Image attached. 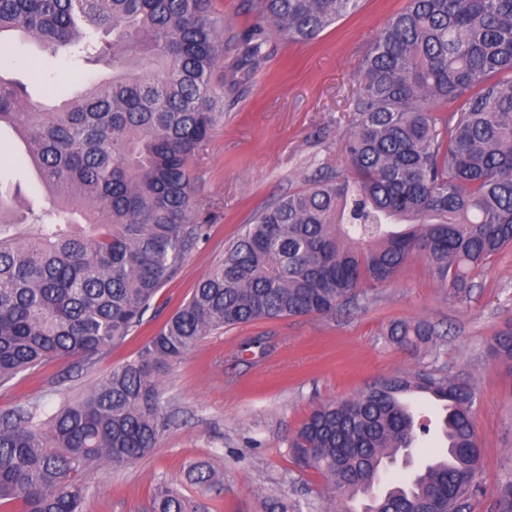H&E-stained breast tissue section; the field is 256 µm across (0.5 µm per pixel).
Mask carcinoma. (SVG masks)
<instances>
[{
  "label": "carcinoma",
  "instance_id": "carcinoma-1",
  "mask_svg": "<svg viewBox=\"0 0 512 512\" xmlns=\"http://www.w3.org/2000/svg\"><path fill=\"white\" fill-rule=\"evenodd\" d=\"M360 0H247L254 27L232 76L266 60L270 25L285 43L317 38ZM34 41L50 57L112 74L73 97L35 100L0 75V125L24 140L50 206L16 210L0 195V384L60 358L92 368L126 342L206 234L191 163L224 117L211 79L223 30L208 0H0V46ZM343 145L345 169L321 174L254 215L244 233L130 359L45 416L0 412V509L85 512V474L145 458L164 420L162 376L224 327L329 317L389 284L415 254L458 297L512 248V0H410L374 38ZM434 329L397 321L399 349ZM512 362V326L495 337ZM440 403L446 450L409 480L375 492L394 458L413 455L418 423L401 402ZM466 380L395 374L316 407L290 441L336 501L362 512H465L481 448ZM191 485H217L207 462ZM261 512H289L274 493ZM147 512H210L160 487Z\"/></svg>",
  "mask_w": 512,
  "mask_h": 512
}]
</instances>
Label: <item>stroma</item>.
I'll return each mask as SVG.
<instances>
[{"label": "stroma", "mask_w": 512, "mask_h": 512, "mask_svg": "<svg viewBox=\"0 0 512 512\" xmlns=\"http://www.w3.org/2000/svg\"><path fill=\"white\" fill-rule=\"evenodd\" d=\"M408 0H361L307 43L271 39V56L229 85L227 66L212 84L224 92V121L192 162L193 192L207 235L160 290L144 322L90 370L75 359L51 361L0 385V411L35 403L57 408L132 357L222 257L253 215L281 195L335 168L349 128L360 64L375 35ZM45 74L29 84L32 97L60 99L103 74L100 66L71 65L35 45L0 48V73L27 82L31 63ZM23 142L0 128V187L15 208L45 204L43 186L25 158ZM396 320H424L436 337L417 353L386 336ZM512 325V249L486 264L469 299L460 301L434 280L424 257H413L387 287L335 316L286 317L227 327L206 336L165 374L167 420L153 454L119 470L88 472L87 512H141L158 485L191 499L188 465L205 459L221 471L208 493L218 512H257L259 495L275 491L289 504L326 503L330 490L316 470L299 468L288 440L320 403L345 400L393 374L431 373L468 379L477 395L475 427L481 446L480 489L468 512H502L500 489L512 482V365L490 350L497 331ZM263 337L266 347L246 348Z\"/></svg>", "instance_id": "35a3bbf8"}]
</instances>
